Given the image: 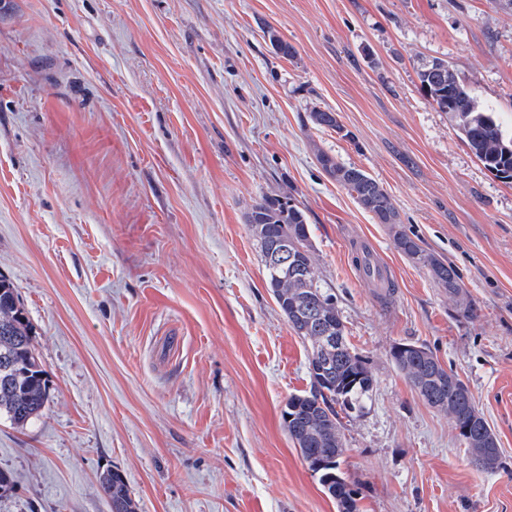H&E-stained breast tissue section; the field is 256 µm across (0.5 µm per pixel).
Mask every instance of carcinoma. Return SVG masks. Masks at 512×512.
I'll return each instance as SVG.
<instances>
[{
    "instance_id": "1",
    "label": "carcinoma",
    "mask_w": 512,
    "mask_h": 512,
    "mask_svg": "<svg viewBox=\"0 0 512 512\" xmlns=\"http://www.w3.org/2000/svg\"><path fill=\"white\" fill-rule=\"evenodd\" d=\"M419 78L427 95L448 113V119L484 167L502 182L512 184V132L503 129L493 113L473 111L477 100L456 73L443 79L423 68ZM309 119L322 129L339 127L334 112L316 109L310 112ZM318 161L364 210L373 214L377 223L387 226L400 252L428 269L433 281L454 300L459 316H476L475 303L464 289L456 267L427 252L405 232L392 198L375 179L327 153H320ZM247 224L264 261L267 287L288 326L305 344L308 365L329 363L325 377L329 395L319 400L307 398L306 391L292 395L282 413L284 417L291 416V420L284 421L285 428L319 484L336 501L337 512H354L355 491L346 481L336 480L341 475L344 453L340 415H348L354 406L370 400L371 390L366 388L370 370L347 342L336 302L318 282L317 259L305 211L289 197L264 195L248 212ZM282 241L294 244L289 256L293 270L288 273L267 262L269 251ZM326 331L341 337L327 352L313 343V337ZM33 336L16 288L0 275V417L18 427L38 417L49 399V379L35 355ZM392 358L417 395L446 413L475 462L486 469L480 460L499 448L497 437L471 393L456 391L447 382L454 376L453 371H445L438 358L423 346ZM100 486L112 512H138V504L119 473H102Z\"/></svg>"
}]
</instances>
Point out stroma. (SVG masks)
Returning <instances> with one entry per match:
<instances>
[{"mask_svg":"<svg viewBox=\"0 0 512 512\" xmlns=\"http://www.w3.org/2000/svg\"><path fill=\"white\" fill-rule=\"evenodd\" d=\"M434 59L512 127V0H0V275L50 384L27 426L0 418L14 479L0 512H111L108 470L138 512H337L281 418L309 374L246 222L266 194L305 210L318 277L375 380L341 419L362 512H512V185L424 92ZM314 109L350 138L315 127ZM322 152L391 195L476 317ZM363 247L393 290L360 283ZM401 341L465 383L496 469L399 373ZM318 161L364 210L373 214L377 223L387 226L400 252L413 263L428 269L433 281L448 291V296L454 300L459 316L467 319L476 316L475 303L464 289L456 267L428 253L418 240L405 232L392 198L375 179L361 169L340 163L327 153H320Z\"/></svg>","mask_w":512,"mask_h":512,"instance_id":"obj_1","label":"stroma"}]
</instances>
